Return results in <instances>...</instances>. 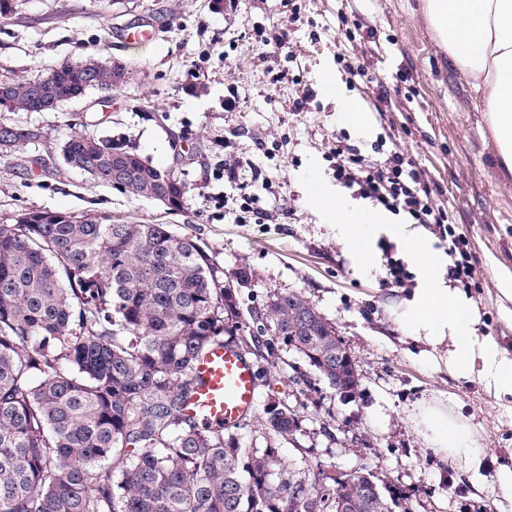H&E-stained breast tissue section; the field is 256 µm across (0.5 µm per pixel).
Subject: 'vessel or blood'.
I'll list each match as a JSON object with an SVG mask.
<instances>
[{
	"mask_svg": "<svg viewBox=\"0 0 512 512\" xmlns=\"http://www.w3.org/2000/svg\"><path fill=\"white\" fill-rule=\"evenodd\" d=\"M200 385L185 404L186 412L210 425H230L257 407L252 365L233 348H213L198 364Z\"/></svg>",
	"mask_w": 512,
	"mask_h": 512,
	"instance_id": "1",
	"label": "vessel or blood"
}]
</instances>
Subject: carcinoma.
<instances>
[{"label": "carcinoma", "mask_w": 512, "mask_h": 512, "mask_svg": "<svg viewBox=\"0 0 512 512\" xmlns=\"http://www.w3.org/2000/svg\"><path fill=\"white\" fill-rule=\"evenodd\" d=\"M116 62H62L36 79L11 77L0 112H38L77 99L91 83L112 87ZM41 138L0 123L5 156ZM65 163L122 190L162 192L182 207L186 186L109 139L74 134ZM270 339L243 322L224 267L192 237L166 224H114L112 217L46 209L0 224V512H336V479L312 480L281 463L277 448H249L224 427L185 413L197 365L216 346L246 343L272 358L335 329L321 316H292L306 299L271 296ZM262 425L286 438L298 423ZM411 512L398 493L364 500L359 512Z\"/></svg>", "instance_id": "obj_1"}]
</instances>
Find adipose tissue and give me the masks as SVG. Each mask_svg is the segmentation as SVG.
Here are the masks:
<instances>
[{"label":"adipose tissue","instance_id":"obj_1","mask_svg":"<svg viewBox=\"0 0 512 512\" xmlns=\"http://www.w3.org/2000/svg\"><path fill=\"white\" fill-rule=\"evenodd\" d=\"M424 10L455 63L482 93L500 165L512 174V0H425ZM303 189L308 204L335 224L337 239L361 271L374 267L373 239L383 235L401 243L418 281L394 310L406 337L438 349L446 371L479 377L497 397H512V354L493 338L474 335L476 313L466 296L446 286L423 229L387 223L384 214L351 204L323 180L305 178ZM414 420L441 460L462 464L467 472L479 470L481 449L444 402L421 405Z\"/></svg>","mask_w":512,"mask_h":512}]
</instances>
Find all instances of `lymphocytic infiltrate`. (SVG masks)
Listing matches in <instances>:
<instances>
[{
  "instance_id": "f902f5d3",
  "label": "lymphocytic infiltrate",
  "mask_w": 512,
  "mask_h": 512,
  "mask_svg": "<svg viewBox=\"0 0 512 512\" xmlns=\"http://www.w3.org/2000/svg\"><path fill=\"white\" fill-rule=\"evenodd\" d=\"M375 152L385 160L369 165L360 148L350 144L347 135H339L326 159L333 176L342 187L359 198L400 215L407 223L432 228L434 236L448 246L450 280L469 284L475 270L467 252V243L456 236L445 208L434 202L435 191L424 169L409 159L399 147H388L386 137H378Z\"/></svg>"
}]
</instances>
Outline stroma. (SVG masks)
<instances>
[{"mask_svg":"<svg viewBox=\"0 0 512 512\" xmlns=\"http://www.w3.org/2000/svg\"><path fill=\"white\" fill-rule=\"evenodd\" d=\"M292 15L281 0H23L0 21V74L44 75L62 62L99 56L123 63L125 82L109 104L99 92L47 112H14L8 120L41 128L43 137L0 159V224L26 209L71 212L116 221L169 224L207 246L225 274L246 272L240 305L262 310L268 297L294 289L335 328L362 379L341 398L295 352H280L257 377L258 401L275 398L295 409L298 431L266 433L261 414L239 432L253 447H275L286 466L310 474L371 471L390 481L414 512H512L498 482L512 460V401L498 400L479 380H460L422 356L393 316L402 288L385 279L387 258L360 272L337 241L333 225L304 199L303 178L319 169L346 132L370 160L379 134L437 185L456 235L468 244L475 279L476 335L512 353V175L498 164L486 106L455 68L429 25L424 0H297ZM345 13L350 26L338 24ZM151 31L135 45L130 28ZM287 32L284 47L261 38ZM363 63L372 82L351 79L336 62ZM331 71L341 98L327 96L321 74ZM284 73L272 84L273 74ZM311 88L308 111L293 101ZM377 106L367 131L349 124L342 99ZM111 139L185 182L181 212L134 198L65 167L59 146L69 135ZM243 164L238 180L226 161ZM260 198L259 218L235 223L216 204L235 201L240 183ZM447 400L485 450L477 479L442 465L427 451L410 417L417 402Z\"/></svg>","mask_w":512,"mask_h":512,"instance_id":"1","label":"stroma"}]
</instances>
